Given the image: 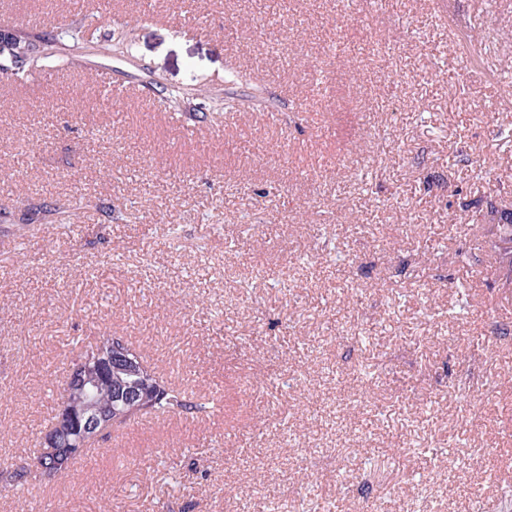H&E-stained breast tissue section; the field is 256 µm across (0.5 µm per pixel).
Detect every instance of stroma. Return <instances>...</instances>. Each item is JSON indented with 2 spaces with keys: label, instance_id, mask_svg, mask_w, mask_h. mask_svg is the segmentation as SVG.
I'll list each match as a JSON object with an SVG mask.
<instances>
[{
  "label": "stroma",
  "instance_id": "35a3bbf8",
  "mask_svg": "<svg viewBox=\"0 0 512 512\" xmlns=\"http://www.w3.org/2000/svg\"><path fill=\"white\" fill-rule=\"evenodd\" d=\"M0 24L80 32L0 58V470L104 337L216 403L113 425L0 512H512L484 219L512 209V0H0ZM173 91L246 109L186 137ZM80 192L79 223L16 221Z\"/></svg>",
  "mask_w": 512,
  "mask_h": 512
}]
</instances>
